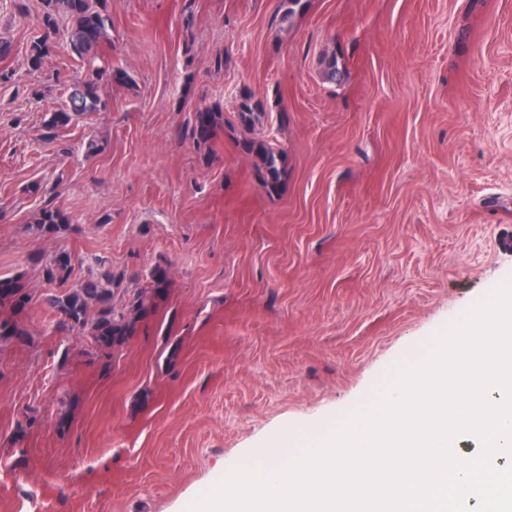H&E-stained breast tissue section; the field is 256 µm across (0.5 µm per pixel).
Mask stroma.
Masks as SVG:
<instances>
[{
    "label": "stroma",
    "mask_w": 512,
    "mask_h": 512,
    "mask_svg": "<svg viewBox=\"0 0 512 512\" xmlns=\"http://www.w3.org/2000/svg\"><path fill=\"white\" fill-rule=\"evenodd\" d=\"M280 5L107 0L99 51L134 83L48 138L86 67L59 46L31 69L42 0H0V277L31 297L28 341L0 342V512H185L512 280V0H308L288 31ZM244 89L287 154L273 194L241 146ZM211 105L200 150L183 130ZM50 197L70 225L43 237ZM61 252L72 284L108 270L128 297L159 267L166 295L102 354L55 325ZM221 124H224V113L219 106L197 109L194 112L192 125L189 127L190 137L198 148L205 146L211 141ZM72 257L66 252L52 256L44 266V276L49 283L64 287L70 280L73 264Z\"/></svg>",
    "instance_id": "1"
}]
</instances>
